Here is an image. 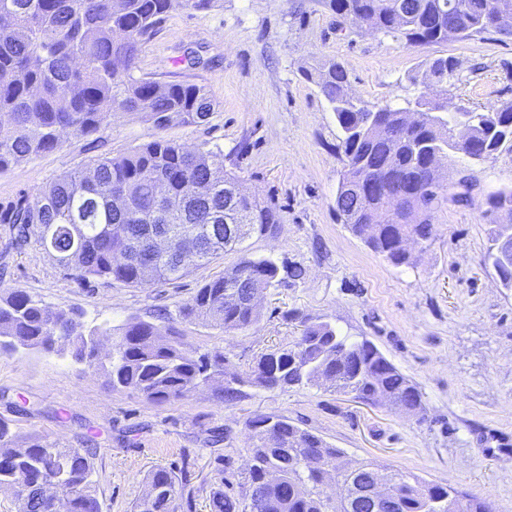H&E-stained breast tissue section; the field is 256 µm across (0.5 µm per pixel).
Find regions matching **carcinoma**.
Wrapping results in <instances>:
<instances>
[{"label":"carcinoma","mask_w":512,"mask_h":512,"mask_svg":"<svg viewBox=\"0 0 512 512\" xmlns=\"http://www.w3.org/2000/svg\"><path fill=\"white\" fill-rule=\"evenodd\" d=\"M214 0H0V172L52 152L71 136L98 130L114 112H137L155 126L202 123L215 101L202 86L159 83L132 74L143 39L177 9L202 12ZM342 23H364L410 45L438 44L493 29L486 16L512 17V0H324ZM457 62L432 59L413 81L431 91L446 87ZM316 81L336 117L338 149L345 169L336 192V214L353 235L391 263L408 265L412 253L402 242L421 243L433 233L431 207L447 192L441 161L461 153L480 162L512 143V102L487 112L459 105L453 112L432 101L408 108L373 111L348 92V73L329 61L306 73ZM239 177L224 169V153L188 148L164 137L128 154L96 159L86 170L64 173L36 197L21 196L0 211L11 225L12 243H34L84 283L110 279L150 288L185 276L239 242L224 241V213L248 235H265L279 224L276 208L255 196L236 198ZM165 185V196L156 193ZM398 187L402 196L392 195ZM487 259L505 288H512V190L488 200ZM166 229L176 248L200 244L196 259L182 263L177 253L160 254L150 235ZM124 261H113L116 251ZM299 265L280 266L269 257L243 258L207 282L179 309L183 319L202 320L226 332L259 319L252 297L287 279L302 278ZM76 333L75 316L53 309L16 289L0 299V349L48 347L57 336L75 359L95 363L108 384L147 399L172 402L186 397L216 375H224V354H197L170 325L131 319L120 328L112 352L101 353L94 336ZM241 386L288 389L326 385L371 403L424 411L417 385L405 377L368 339L350 340L331 323L303 321L292 344L259 359L250 373L233 375ZM251 458L243 499L224 492V472L209 490L210 512H347L355 474L368 470L384 478L398 508L376 512H490L489 501L452 485L427 481L373 462L342 464L340 449L287 418L257 415L249 421ZM337 469L341 494L328 495L320 474ZM89 448H60L40 437L14 445L0 422V488H11L20 512H101L92 480ZM66 489L65 499L44 496V484ZM192 508L183 481L172 469L149 476L148 491L135 512H178Z\"/></svg>","instance_id":"carcinoma-1"}]
</instances>
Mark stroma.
I'll list each match as a JSON object with an SVG mask.
<instances>
[{"instance_id": "35a3bbf8", "label": "stroma", "mask_w": 512, "mask_h": 512, "mask_svg": "<svg viewBox=\"0 0 512 512\" xmlns=\"http://www.w3.org/2000/svg\"><path fill=\"white\" fill-rule=\"evenodd\" d=\"M321 0H216L206 12L172 13L141 45L134 76L204 85L216 107L208 121L157 128L138 114L110 115L97 132L0 172V206L36 196L55 177L101 156L128 153L165 137L189 147H220L246 193L279 213L274 234L253 236L153 288L115 280L84 284L36 245L9 244L0 224V298L20 288L57 310L76 312L77 330L116 329L129 319L174 318L185 346L224 354L228 372L254 367L262 353L288 345L299 318L321 319L368 339L422 393L424 418L372 406L326 387L245 388L224 400L223 378L188 397L158 404L112 389L100 370L54 351L0 352V420L17 441L39 436L65 448H91L102 512H133L152 471L186 472L193 512H209L210 482L223 474L237 496L249 458L248 422L278 414L343 452L426 480L489 496L512 512V288L487 260L488 196L512 189V147L480 162L463 154L443 174L450 198L432 212L435 232L418 260L396 266L336 218L345 157L340 129L316 83L303 72L334 60L350 93L370 107L413 106V77L430 59L454 58L456 76L437 102L489 108L512 102V36L495 31L432 46L337 26ZM475 180L456 197L460 171ZM269 257L304 268L303 279L267 289L258 322L225 333L183 321L179 307L241 257Z\"/></svg>"}]
</instances>
